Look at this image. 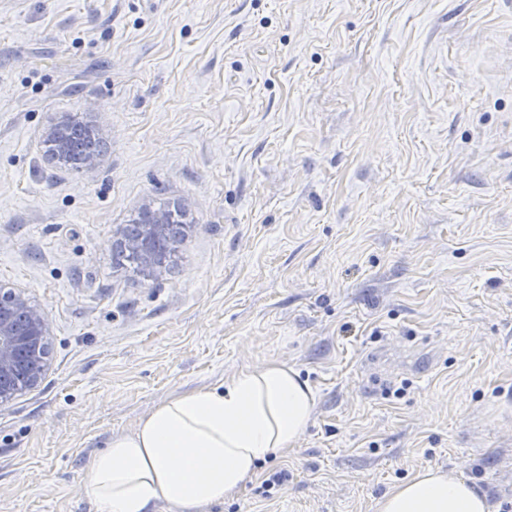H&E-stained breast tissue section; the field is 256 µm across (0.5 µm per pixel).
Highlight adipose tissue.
Returning <instances> with one entry per match:
<instances>
[{"instance_id": "ef3b65f1", "label": "adipose tissue", "mask_w": 512, "mask_h": 512, "mask_svg": "<svg viewBox=\"0 0 512 512\" xmlns=\"http://www.w3.org/2000/svg\"><path fill=\"white\" fill-rule=\"evenodd\" d=\"M313 388L280 362L244 368L216 387L173 394L132 431L111 435L88 470L98 512H204L233 497L260 462L294 447L309 427ZM377 512H489L454 471L426 469L394 485Z\"/></svg>"}]
</instances>
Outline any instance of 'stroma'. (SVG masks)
Instances as JSON below:
<instances>
[{"label": "stroma", "mask_w": 512, "mask_h": 512, "mask_svg": "<svg viewBox=\"0 0 512 512\" xmlns=\"http://www.w3.org/2000/svg\"><path fill=\"white\" fill-rule=\"evenodd\" d=\"M66 113L107 145L93 170L45 153ZM166 205L161 275L115 259ZM1 282L51 333L0 406V512H97L112 433L269 360L312 422L207 512H377L429 467L503 512L512 0H0Z\"/></svg>", "instance_id": "stroma-1"}]
</instances>
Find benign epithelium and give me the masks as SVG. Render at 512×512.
<instances>
[{
	"label": "benign epithelium",
	"mask_w": 512,
	"mask_h": 512,
	"mask_svg": "<svg viewBox=\"0 0 512 512\" xmlns=\"http://www.w3.org/2000/svg\"><path fill=\"white\" fill-rule=\"evenodd\" d=\"M55 145L58 158L67 156L71 149L70 132L66 125L55 123L45 132ZM143 225L139 236L131 237L120 228L113 233L112 249L119 253L137 250L144 264L153 272H162L165 260L151 249V241L167 233L170 223L165 211L146 207L142 211ZM49 320L45 310L32 301L21 289L0 285V406L16 395L13 383L19 372L27 375L25 388L41 382L48 366L47 336Z\"/></svg>",
	"instance_id": "7a95c632"
}]
</instances>
